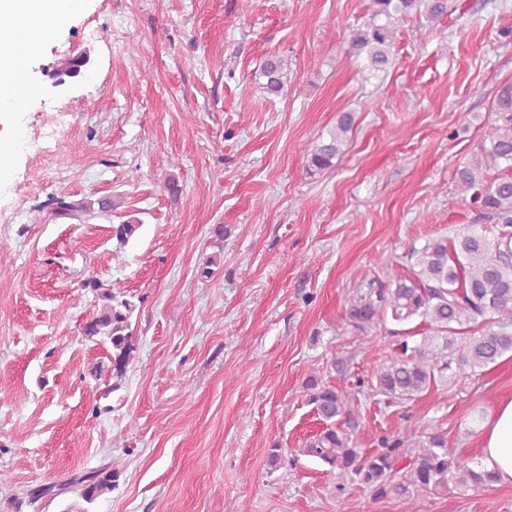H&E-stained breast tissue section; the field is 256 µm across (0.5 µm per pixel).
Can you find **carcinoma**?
<instances>
[{
    "label": "carcinoma",
    "instance_id": "carcinoma-1",
    "mask_svg": "<svg viewBox=\"0 0 512 512\" xmlns=\"http://www.w3.org/2000/svg\"><path fill=\"white\" fill-rule=\"evenodd\" d=\"M371 22L351 34L357 54H366L368 69L384 72L392 61L395 29L391 18L420 9L427 18L438 20L448 14V0H371ZM90 63L85 53L61 59L54 72L57 79L75 78ZM265 89L270 95L288 90L284 59L272 56L262 67ZM494 119L470 158L458 166L455 181L461 205L478 207L490 226L472 224L453 238L440 236L420 248H412L410 274L377 276L361 284L347 299L346 320L354 330L369 334L386 318L397 323L422 319L432 330L420 342L399 343V353L374 368L372 380L377 393L392 400L410 402L448 382L467 381L512 352V81L502 83L493 100ZM354 115L342 112L328 138L319 141L307 155L306 173L319 175L335 165ZM54 215L72 218L97 211L110 216L118 204L110 196L93 202H68L54 198ZM137 220L112 225L117 246H126L140 229ZM230 229L214 224L210 237L218 252L206 258L200 276L210 278L221 264L224 240ZM80 286L96 293L101 305L85 325V335L101 336L112 347L115 371L122 373L135 351L131 318L135 305L124 295L104 290L94 278ZM308 404L319 416L322 427L307 438L298 454L328 467V473L373 491L378 498L396 495L404 512H415L417 500L425 495L445 494L452 487L474 489L495 482L492 474L476 470L470 461L448 450L444 434L421 427L383 436L378 447H357L342 429L341 419L354 420L353 393L322 383L310 375L304 382ZM416 444L413 460L406 469L399 462L406 449ZM114 473L106 467L74 476L88 503L112 489Z\"/></svg>",
    "mask_w": 512,
    "mask_h": 512
}]
</instances>
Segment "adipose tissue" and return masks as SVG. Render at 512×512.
<instances>
[{"label": "adipose tissue", "mask_w": 512, "mask_h": 512, "mask_svg": "<svg viewBox=\"0 0 512 512\" xmlns=\"http://www.w3.org/2000/svg\"><path fill=\"white\" fill-rule=\"evenodd\" d=\"M77 0H0V13L18 16L23 26L39 25L43 11H51L54 27L63 26ZM481 464L499 482H512V400L500 403L483 426Z\"/></svg>", "instance_id": "ef3b65f1"}]
</instances>
